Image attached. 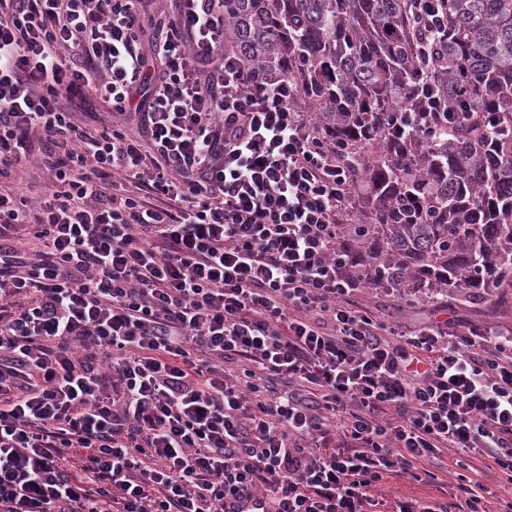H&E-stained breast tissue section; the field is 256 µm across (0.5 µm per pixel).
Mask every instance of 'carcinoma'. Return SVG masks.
<instances>
[{"instance_id": "1", "label": "carcinoma", "mask_w": 512, "mask_h": 512, "mask_svg": "<svg viewBox=\"0 0 512 512\" xmlns=\"http://www.w3.org/2000/svg\"><path fill=\"white\" fill-rule=\"evenodd\" d=\"M422 61L411 0H224V46L301 91L355 179L336 250L347 274L410 303L455 292L512 306V0H446ZM474 113L455 137L388 134L424 82ZM491 113L496 125L484 127Z\"/></svg>"}]
</instances>
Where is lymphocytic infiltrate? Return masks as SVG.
I'll return each instance as SVG.
<instances>
[{
	"mask_svg": "<svg viewBox=\"0 0 512 512\" xmlns=\"http://www.w3.org/2000/svg\"><path fill=\"white\" fill-rule=\"evenodd\" d=\"M177 3L0 0V171L42 194L0 187V512H370L446 450L512 483V333L359 309L342 149L225 54L224 0ZM106 112H110L109 105L104 103L97 95L89 90L86 102L83 105V112H78L76 115L83 123L98 126L101 125L104 120H108L107 117L109 114Z\"/></svg>",
	"mask_w": 512,
	"mask_h": 512,
	"instance_id": "f902f5d3",
	"label": "lymphocytic infiltrate"
}]
</instances>
